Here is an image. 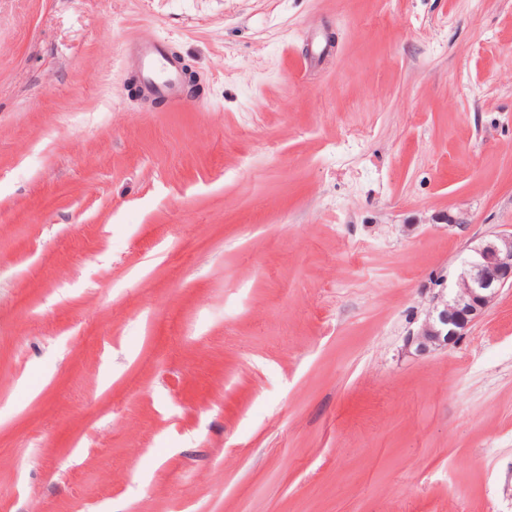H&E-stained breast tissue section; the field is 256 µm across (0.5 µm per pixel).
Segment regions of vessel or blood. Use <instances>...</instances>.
Wrapping results in <instances>:
<instances>
[{
    "mask_svg": "<svg viewBox=\"0 0 512 512\" xmlns=\"http://www.w3.org/2000/svg\"><path fill=\"white\" fill-rule=\"evenodd\" d=\"M129 50L140 65L145 92L163 97L171 111H184L182 71L165 46L158 42H136L130 44Z\"/></svg>",
    "mask_w": 512,
    "mask_h": 512,
    "instance_id": "1",
    "label": "vessel or blood"
}]
</instances>
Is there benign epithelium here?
Instances as JSON below:
<instances>
[{
  "label": "benign epithelium",
  "mask_w": 512,
  "mask_h": 512,
  "mask_svg": "<svg viewBox=\"0 0 512 512\" xmlns=\"http://www.w3.org/2000/svg\"><path fill=\"white\" fill-rule=\"evenodd\" d=\"M438 283L424 319L406 338L418 356L456 345L491 313L501 291L512 288V230L480 239L468 248L452 283Z\"/></svg>",
  "instance_id": "1"
}]
</instances>
